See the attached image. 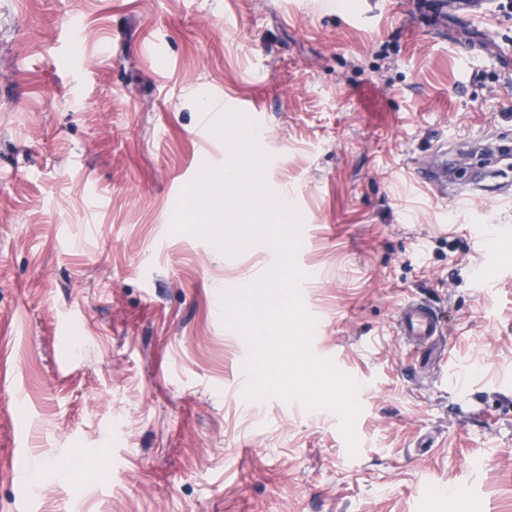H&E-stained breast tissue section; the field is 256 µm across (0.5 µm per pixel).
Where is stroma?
I'll use <instances>...</instances> for the list:
<instances>
[{
  "instance_id": "35a3bbf8",
  "label": "stroma",
  "mask_w": 512,
  "mask_h": 512,
  "mask_svg": "<svg viewBox=\"0 0 512 512\" xmlns=\"http://www.w3.org/2000/svg\"><path fill=\"white\" fill-rule=\"evenodd\" d=\"M415 10L0 0V512H512V249L470 274L471 224L512 210L411 182L441 137L512 131V67ZM199 91L263 113L313 350L360 385L357 454L337 414L236 385L216 300L265 267L172 229L225 163ZM410 293L443 311L470 412L393 336Z\"/></svg>"
}]
</instances>
